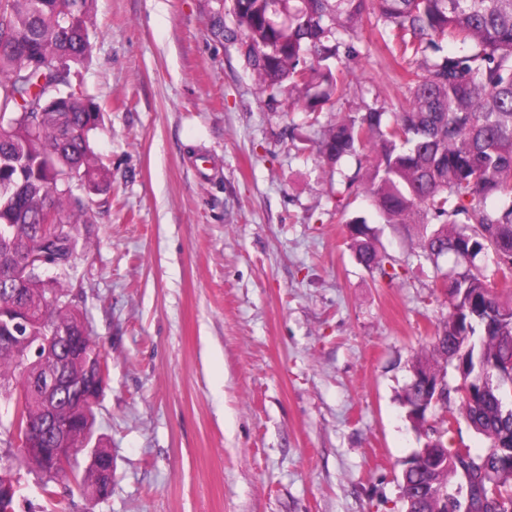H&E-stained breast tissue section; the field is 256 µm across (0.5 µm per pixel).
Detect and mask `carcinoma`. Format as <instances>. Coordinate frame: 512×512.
Returning <instances> with one entry per match:
<instances>
[{"label": "carcinoma", "instance_id": "carcinoma-1", "mask_svg": "<svg viewBox=\"0 0 512 512\" xmlns=\"http://www.w3.org/2000/svg\"><path fill=\"white\" fill-rule=\"evenodd\" d=\"M92 0H0V110L12 125L0 135V257H32L17 314L49 326L84 329L73 353L103 360L90 322L74 305L68 273L47 276L61 257L62 241L41 230L50 209L67 235H80L91 221L86 194L54 185L69 168L94 191L107 184V170L94 147L102 126L100 105L73 88L74 68L90 50L88 20ZM239 46L259 77L260 93L299 104L319 123L350 91L356 57L353 42L363 32L387 36L393 62L402 68L410 96L392 110L366 105L336 114L321 126L315 149L334 171L344 159L371 153L364 193L388 224L411 215L439 221L422 234L418 248L433 263L451 254L456 271L448 295L452 309L434 333L432 355L455 365L461 382L476 379L473 362L512 354V0H378L370 16L366 0H232ZM448 40L452 49L444 51ZM346 58L338 68L334 62ZM352 247L370 269H384L381 255L362 219L349 222ZM490 250L498 279L474 269L472 260ZM468 337L466 343L456 336ZM55 366L42 350L24 373L9 350L0 349V385H25ZM413 370L442 375L446 409L459 408L489 446L468 455L463 466L401 476L407 512H454L443 494L465 482L477 487L482 475L502 470L512 455V409L503 399L512 387V369H495L482 378L477 398L461 394L444 368L426 356ZM43 394L24 395L19 424L41 419ZM94 409L74 426L76 439H93ZM83 492L94 497L112 484V468L80 476Z\"/></svg>", "mask_w": 512, "mask_h": 512}]
</instances>
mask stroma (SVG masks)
Returning a JSON list of instances; mask_svg holds the SVG:
<instances>
[{
    "label": "stroma",
    "instance_id": "35a3bbf8",
    "mask_svg": "<svg viewBox=\"0 0 512 512\" xmlns=\"http://www.w3.org/2000/svg\"><path fill=\"white\" fill-rule=\"evenodd\" d=\"M78 80L104 105L70 284L109 354L100 500L67 512H405L423 440L401 396L450 301L418 224L340 207L300 109L270 110L229 0H93ZM341 112L398 101L381 39L358 47ZM366 219L388 280L361 264Z\"/></svg>",
    "mask_w": 512,
    "mask_h": 512
}]
</instances>
